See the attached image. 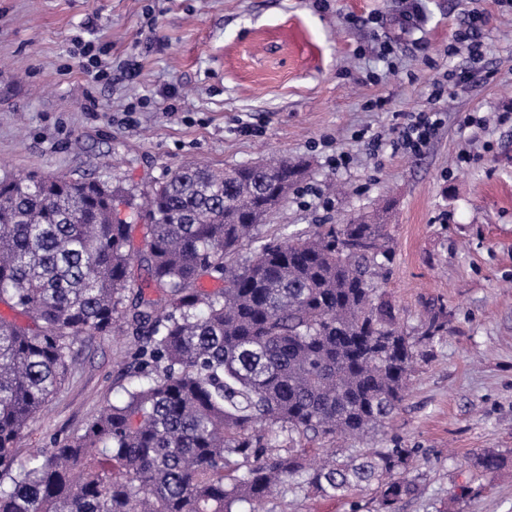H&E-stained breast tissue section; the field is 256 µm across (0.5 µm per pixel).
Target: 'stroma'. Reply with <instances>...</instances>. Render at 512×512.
Here are the masks:
<instances>
[{
    "mask_svg": "<svg viewBox=\"0 0 512 512\" xmlns=\"http://www.w3.org/2000/svg\"><path fill=\"white\" fill-rule=\"evenodd\" d=\"M477 13L473 48L457 34ZM91 38L110 47L111 82L80 65ZM460 71L469 81L435 99ZM438 107L445 123L421 154L371 150V137ZM272 157L306 161L308 174L264 235L389 209L376 280L417 358L394 418L336 440L337 456L419 449L421 491L400 512H512V0H0V176L139 196L189 162ZM438 309L445 327L425 339ZM128 349L124 336L75 341L70 377L18 459L122 399ZM486 448L507 461L480 476L472 457ZM375 498L286 496L293 512H375Z\"/></svg>",
    "mask_w": 512,
    "mask_h": 512,
    "instance_id": "35a3bbf8",
    "label": "stroma"
}]
</instances>
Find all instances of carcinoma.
<instances>
[{"mask_svg": "<svg viewBox=\"0 0 512 512\" xmlns=\"http://www.w3.org/2000/svg\"><path fill=\"white\" fill-rule=\"evenodd\" d=\"M304 175L286 159L192 162L143 205L97 180L0 177V305L27 318L0 315V512H260L281 488L371 487L377 512H398L418 492L416 448L308 462L304 445L361 440L393 417L414 352L376 294L384 213L262 235ZM120 204L146 223L141 249ZM204 276L224 287L200 288ZM120 320L134 339L124 399L16 463L73 340ZM503 462L484 450L473 467Z\"/></svg>", "mask_w": 512, "mask_h": 512, "instance_id": "cac0c4a2", "label": "carcinoma"}]
</instances>
